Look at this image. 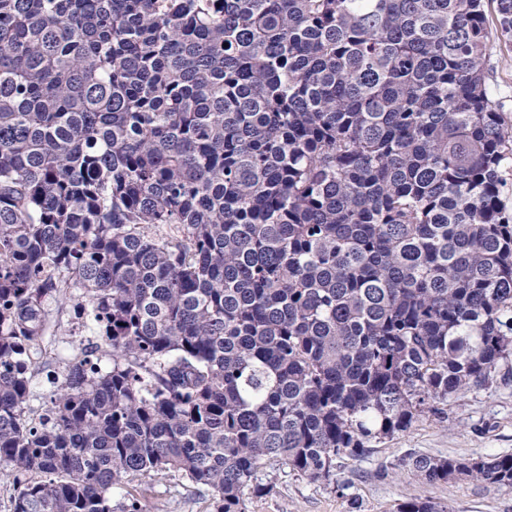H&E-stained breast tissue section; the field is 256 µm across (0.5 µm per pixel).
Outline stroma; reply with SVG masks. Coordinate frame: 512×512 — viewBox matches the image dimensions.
<instances>
[{"instance_id":"35a3bbf8","label":"stroma","mask_w":512,"mask_h":512,"mask_svg":"<svg viewBox=\"0 0 512 512\" xmlns=\"http://www.w3.org/2000/svg\"><path fill=\"white\" fill-rule=\"evenodd\" d=\"M487 86L506 116L512 117V44H495ZM59 334L46 338L33 380L39 396L50 390L46 375L62 370L95 336L75 329L72 307H65ZM412 454L472 458L512 454V374L491 386L474 387L449 397L439 413H425L407 431L373 443L369 454L342 460L335 480L313 482L282 465H267L256 473L257 482L270 485L268 494H245L243 512H350L359 501L361 512H395L410 498L429 499L448 512H512V488L470 480L431 484L408 472ZM151 493H144V485ZM133 481L112 491V506L121 512L138 498L143 512H211V491L190 485L174 472H163L150 483Z\"/></svg>"}]
</instances>
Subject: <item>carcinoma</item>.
<instances>
[{
    "label": "carcinoma",
    "instance_id": "carcinoma-1",
    "mask_svg": "<svg viewBox=\"0 0 512 512\" xmlns=\"http://www.w3.org/2000/svg\"><path fill=\"white\" fill-rule=\"evenodd\" d=\"M0 0V467L12 512L176 472L212 512L512 372V0ZM74 303L112 358L30 351ZM512 487V454L409 456ZM396 512H447L408 499ZM487 86L507 117H512V44L500 40L494 44L487 75Z\"/></svg>",
    "mask_w": 512,
    "mask_h": 512
}]
</instances>
